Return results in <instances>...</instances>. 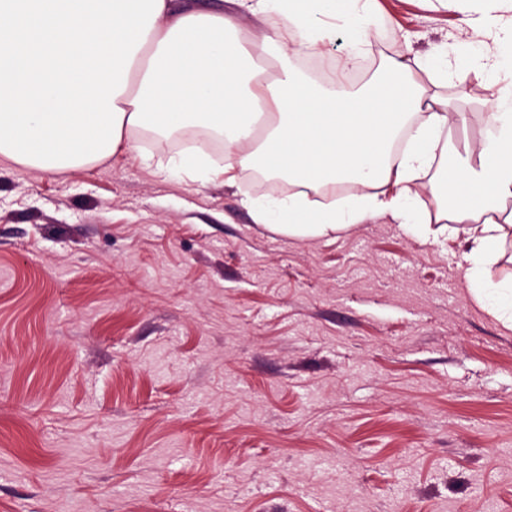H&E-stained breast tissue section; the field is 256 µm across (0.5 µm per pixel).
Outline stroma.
<instances>
[{"label":"stroma","instance_id":"1","mask_svg":"<svg viewBox=\"0 0 512 512\" xmlns=\"http://www.w3.org/2000/svg\"><path fill=\"white\" fill-rule=\"evenodd\" d=\"M385 55L465 53L449 132L492 111L484 0H380ZM344 32L296 67L337 70ZM58 172L0 157V512H512V329L458 237L388 219L323 238L255 224L279 192L169 160L213 134Z\"/></svg>","mask_w":512,"mask_h":512}]
</instances>
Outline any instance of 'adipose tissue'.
Instances as JSON below:
<instances>
[{
  "instance_id": "1",
  "label": "adipose tissue",
  "mask_w": 512,
  "mask_h": 512,
  "mask_svg": "<svg viewBox=\"0 0 512 512\" xmlns=\"http://www.w3.org/2000/svg\"><path fill=\"white\" fill-rule=\"evenodd\" d=\"M376 2L0 0V156L70 170L132 151L134 132L205 127L224 137L223 165L187 151L172 166L229 185L263 168L294 186L247 198L256 223L322 238L387 217L425 242L464 237L470 295L512 326V279L492 278L512 235V90L495 97L479 145L460 149L447 96L428 87L469 67L466 55L387 56L363 88L336 93L290 66L297 44L340 31L348 60L364 57L383 21ZM245 15L281 25L246 40ZM431 168L438 178L421 186Z\"/></svg>"
}]
</instances>
